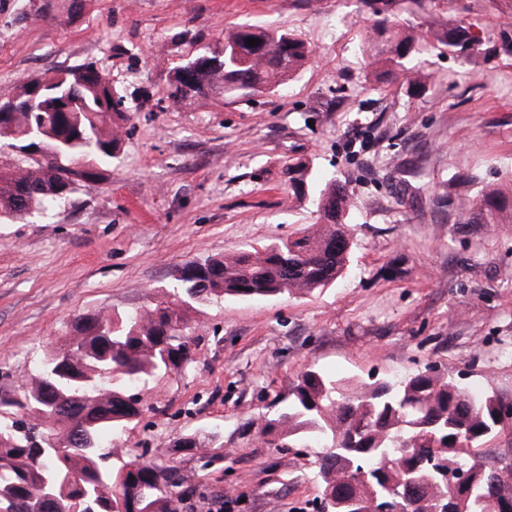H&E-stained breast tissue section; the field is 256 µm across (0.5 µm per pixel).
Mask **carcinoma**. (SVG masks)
I'll list each match as a JSON object with an SVG mask.
<instances>
[{"label": "carcinoma", "instance_id": "carcinoma-1", "mask_svg": "<svg viewBox=\"0 0 512 512\" xmlns=\"http://www.w3.org/2000/svg\"><path fill=\"white\" fill-rule=\"evenodd\" d=\"M375 21L367 37L373 60L387 56L394 74L417 91L429 75L407 68L413 40L396 38L387 6L363 0ZM448 51L468 57L465 27L434 31ZM255 38L254 46L246 43ZM172 70L169 98L209 92L243 98L272 90L310 58L295 35L245 24L223 49ZM0 112V220L44 214L80 188H92L117 158L125 97L95 62L50 78H34ZM44 146L46 156L33 149ZM350 199L331 183L317 198L320 223L302 235L248 246L232 256L192 261L154 308L117 315H79L63 347L43 354L30 383L11 400L0 397V512H178L191 485L174 468L151 461L111 460L101 440L140 415L139 386L187 368V312L226 297L311 294L348 269L353 234ZM291 446L319 448L315 477L320 505L353 494L370 512L373 498L402 512H436L444 472L464 466L472 486L446 512H505L503 497L479 476L484 443L502 426L494 399L476 397L439 370L401 380L336 379L308 368L297 376L288 411L269 421Z\"/></svg>", "mask_w": 512, "mask_h": 512}]
</instances>
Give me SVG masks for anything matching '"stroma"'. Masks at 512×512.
Returning <instances> with one entry per match:
<instances>
[{
  "label": "stroma",
  "mask_w": 512,
  "mask_h": 512,
  "mask_svg": "<svg viewBox=\"0 0 512 512\" xmlns=\"http://www.w3.org/2000/svg\"><path fill=\"white\" fill-rule=\"evenodd\" d=\"M391 13L430 76L421 93L372 63L361 0H0V101L95 60L129 112L104 180L50 217L0 223V396L77 315L144 310L189 262L317 223L333 180L351 201L348 270L311 295L191 309L189 371L142 389L113 455L188 476L180 512H316V449L260 431L303 370L369 382L433 365L512 403V204L480 210L486 188L512 196V0ZM243 24L295 34L310 61L249 102L169 99L171 70ZM433 25L469 27L474 53L423 41Z\"/></svg>",
  "instance_id": "35a3bbf8"
}]
</instances>
